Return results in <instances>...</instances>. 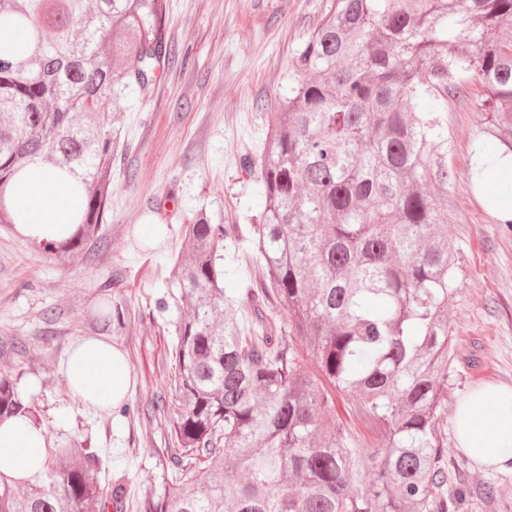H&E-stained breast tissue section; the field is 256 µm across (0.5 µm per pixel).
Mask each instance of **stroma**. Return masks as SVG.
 <instances>
[{
	"mask_svg": "<svg viewBox=\"0 0 512 512\" xmlns=\"http://www.w3.org/2000/svg\"><path fill=\"white\" fill-rule=\"evenodd\" d=\"M329 0H168L166 37L187 48L186 65L169 69L148 92L130 86L107 105L122 135L112 158L110 211L95 257L59 266L38 245L0 227V339L26 342L16 356L0 350V372L17 380L38 408L52 442L76 437L100 457L99 481L120 489L122 512L146 491L168 486L178 405L176 326L185 305L170 302L171 255L186 251L182 227L197 212L215 224H256L263 201L258 175L241 160L261 156L267 114L294 79L292 59L321 21ZM483 89L468 81L448 101V237L464 270L448 306L454 370L448 403L484 381L512 386V235L470 179ZM161 225L149 236L148 225ZM121 326L97 328L103 304ZM121 348L133 378L127 403L140 415L85 408L65 387L60 365L81 336ZM449 480L494 487L512 499V471H496L449 441Z\"/></svg>",
	"mask_w": 512,
	"mask_h": 512,
	"instance_id": "stroma-1",
	"label": "stroma"
}]
</instances>
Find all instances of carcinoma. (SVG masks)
<instances>
[{
    "label": "carcinoma",
    "mask_w": 512,
    "mask_h": 512,
    "mask_svg": "<svg viewBox=\"0 0 512 512\" xmlns=\"http://www.w3.org/2000/svg\"><path fill=\"white\" fill-rule=\"evenodd\" d=\"M167 0H0L29 32L24 73L0 50V188L31 163L77 173L75 230L44 250L94 251L120 129L114 87L145 91L184 64ZM268 113L252 226L267 280L233 294L224 253L238 224L184 225L175 300L174 484L138 512H460L440 425L448 414V303L463 269L448 242V98L484 89L490 156L512 153V0H332ZM287 313L280 319L273 305ZM316 364L308 372L296 341ZM368 421L374 441L338 412ZM40 424L0 372V418ZM97 454L46 448L42 476L0 475V512H108Z\"/></svg>",
    "instance_id": "1"
}]
</instances>
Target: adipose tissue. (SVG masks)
I'll return each instance as SVG.
<instances>
[{"label":"adipose tissue","instance_id":"adipose-tissue-1","mask_svg":"<svg viewBox=\"0 0 512 512\" xmlns=\"http://www.w3.org/2000/svg\"><path fill=\"white\" fill-rule=\"evenodd\" d=\"M74 179L39 164L28 167L0 197L16 217L24 239L41 245L61 241L72 230L81 210L73 192ZM62 373L69 390L85 406L98 411L119 408L132 377L124 354L111 340L83 336L70 347ZM491 420H483L484 410ZM452 426L460 448L479 463L512 466V386L483 383L459 400ZM47 446L43 429L22 416L0 420V473L29 480L41 476Z\"/></svg>","mask_w":512,"mask_h":512}]
</instances>
